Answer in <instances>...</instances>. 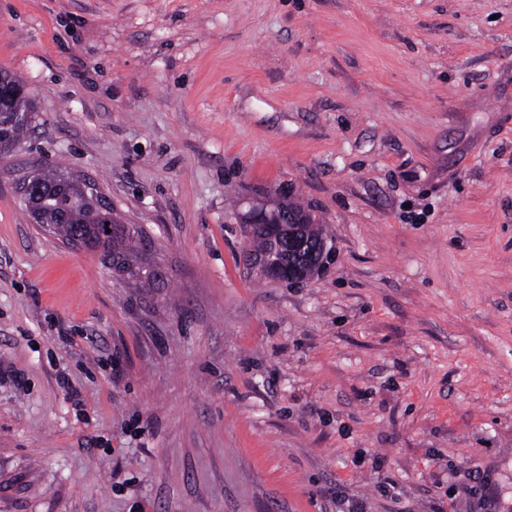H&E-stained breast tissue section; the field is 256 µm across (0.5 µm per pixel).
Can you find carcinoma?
<instances>
[{"instance_id": "1", "label": "carcinoma", "mask_w": 512, "mask_h": 512, "mask_svg": "<svg viewBox=\"0 0 512 512\" xmlns=\"http://www.w3.org/2000/svg\"><path fill=\"white\" fill-rule=\"evenodd\" d=\"M7 80L4 90L14 94V104L6 112H0V156L6 158L19 146L35 113L29 112L30 96L25 84L15 74L0 70ZM71 172L46 162L29 173L32 181L43 188L37 196L35 208L25 207L28 215L38 210L42 223L58 222L54 234L65 242L76 232L92 236L103 231V225L110 224L108 241L112 252L137 265V271L130 272L128 284L144 288L153 283L154 270L142 260L151 242L137 224L127 222L117 213L107 214L99 209L96 194L73 183ZM281 206L298 214L305 215L308 223L297 225L298 235L306 242L316 245L327 241L323 225L319 224L312 209L289 195L282 199ZM288 233L286 224H259L248 237L249 246L245 253L261 257L266 266L283 275H288V257L282 245Z\"/></svg>"}]
</instances>
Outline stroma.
Listing matches in <instances>:
<instances>
[{
  "instance_id": "stroma-1",
  "label": "stroma",
  "mask_w": 512,
  "mask_h": 512,
  "mask_svg": "<svg viewBox=\"0 0 512 512\" xmlns=\"http://www.w3.org/2000/svg\"><path fill=\"white\" fill-rule=\"evenodd\" d=\"M0 512H512V0H0ZM93 176L165 281L38 230ZM293 188L314 277L250 273ZM4 77V91L14 94V104L8 112H0V156L6 158L19 146L28 126L31 125L35 113L31 109L27 120L15 117L17 113L22 116L30 109L31 100L25 84L15 74L0 70ZM9 81L6 83V81ZM273 201H266L257 205H253L247 212L239 213V223L243 225L244 232L248 236L254 224L257 225L252 235L248 237L249 246L244 254L258 257L260 256L269 269L277 271L284 275L286 281H293L288 273V257L282 245L285 235L288 233V246L292 244V238L289 239V224H296L298 235L307 243L316 245L327 242V235L322 224H319L316 215L312 209L299 202L292 194L283 198L281 206L296 214L285 213L284 210L279 214L278 209L275 210V220L273 223L264 224L272 214ZM306 215V219L302 216ZM306 223V224H305ZM294 229V231H296ZM270 272L266 277L272 281H284L278 274Z\"/></svg>"
}]
</instances>
